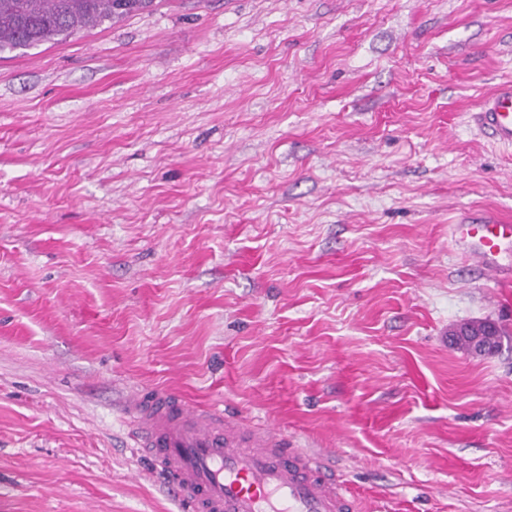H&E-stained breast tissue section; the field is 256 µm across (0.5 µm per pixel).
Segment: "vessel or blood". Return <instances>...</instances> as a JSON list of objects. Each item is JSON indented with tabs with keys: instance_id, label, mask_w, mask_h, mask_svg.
I'll return each mask as SVG.
<instances>
[{
	"instance_id": "b4317fda",
	"label": "vessel or blood",
	"mask_w": 512,
	"mask_h": 512,
	"mask_svg": "<svg viewBox=\"0 0 512 512\" xmlns=\"http://www.w3.org/2000/svg\"><path fill=\"white\" fill-rule=\"evenodd\" d=\"M475 118L512 146V85L490 94ZM453 234L485 270L512 272V224H457ZM122 415L188 512H361L328 469V451L289 445L272 429L247 431L221 409L188 407L162 389L129 396Z\"/></svg>"
}]
</instances>
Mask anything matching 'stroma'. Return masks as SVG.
<instances>
[{"label":"stroma","instance_id":"1","mask_svg":"<svg viewBox=\"0 0 512 512\" xmlns=\"http://www.w3.org/2000/svg\"><path fill=\"white\" fill-rule=\"evenodd\" d=\"M512 0H154L0 55V512H182L167 388L333 451L363 512H512ZM488 319L495 354L448 344ZM475 118L499 144L512 146V85H503L490 94ZM453 234L485 270L508 275L512 271V262L502 263L504 256L512 258V224H456Z\"/></svg>","mask_w":512,"mask_h":512}]
</instances>
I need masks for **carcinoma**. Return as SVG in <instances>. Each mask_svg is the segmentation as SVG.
Returning <instances> with one entry per match:
<instances>
[{
	"instance_id": "carcinoma-1",
	"label": "carcinoma",
	"mask_w": 512,
	"mask_h": 512,
	"mask_svg": "<svg viewBox=\"0 0 512 512\" xmlns=\"http://www.w3.org/2000/svg\"><path fill=\"white\" fill-rule=\"evenodd\" d=\"M152 0H0V53L37 47L115 18Z\"/></svg>"
}]
</instances>
